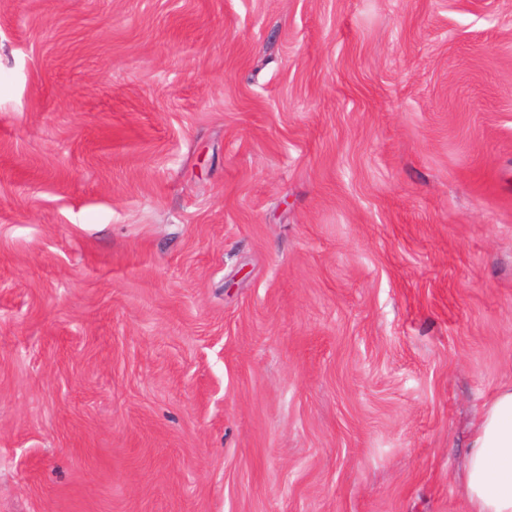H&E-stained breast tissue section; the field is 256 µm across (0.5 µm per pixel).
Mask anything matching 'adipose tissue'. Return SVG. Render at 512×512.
Masks as SVG:
<instances>
[{
    "mask_svg": "<svg viewBox=\"0 0 512 512\" xmlns=\"http://www.w3.org/2000/svg\"><path fill=\"white\" fill-rule=\"evenodd\" d=\"M463 493L468 512H512V384L491 396L472 431Z\"/></svg>",
    "mask_w": 512,
    "mask_h": 512,
    "instance_id": "adipose-tissue-1",
    "label": "adipose tissue"
}]
</instances>
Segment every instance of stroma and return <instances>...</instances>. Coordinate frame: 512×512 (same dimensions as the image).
Instances as JSON below:
<instances>
[{"label":"stroma","instance_id":"obj_1","mask_svg":"<svg viewBox=\"0 0 512 512\" xmlns=\"http://www.w3.org/2000/svg\"><path fill=\"white\" fill-rule=\"evenodd\" d=\"M512 383V0H0V512H466Z\"/></svg>","mask_w":512,"mask_h":512}]
</instances>
